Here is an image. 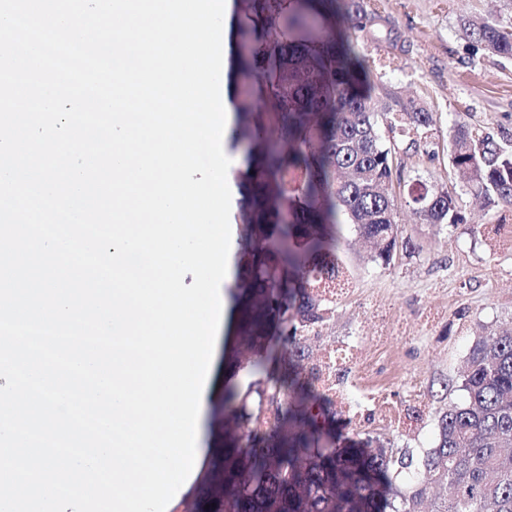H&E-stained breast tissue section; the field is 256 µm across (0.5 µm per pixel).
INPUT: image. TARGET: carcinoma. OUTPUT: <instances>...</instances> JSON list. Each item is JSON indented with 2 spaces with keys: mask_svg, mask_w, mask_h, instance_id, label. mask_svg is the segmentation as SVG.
Returning a JSON list of instances; mask_svg holds the SVG:
<instances>
[{
  "mask_svg": "<svg viewBox=\"0 0 512 512\" xmlns=\"http://www.w3.org/2000/svg\"><path fill=\"white\" fill-rule=\"evenodd\" d=\"M364 0H233L227 91L235 110L224 144L245 147L224 358L220 492L208 512H512V326L479 335L458 388L438 417L420 466L405 448L336 434L332 400L309 377L304 336L334 304L326 289L346 270L345 228L389 264L400 225L394 150L371 106L373 71L344 26L365 28ZM470 35L512 57V34L487 18ZM404 132L435 123L400 105ZM453 168L487 204L512 207V151L457 121ZM414 210L461 223L458 195L415 183ZM409 473L410 487L396 478Z\"/></svg>",
  "mask_w": 512,
  "mask_h": 512,
  "instance_id": "1",
  "label": "carcinoma"
}]
</instances>
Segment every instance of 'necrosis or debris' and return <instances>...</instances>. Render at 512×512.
<instances>
[{
	"label": "necrosis or debris",
	"mask_w": 512,
	"mask_h": 512,
	"mask_svg": "<svg viewBox=\"0 0 512 512\" xmlns=\"http://www.w3.org/2000/svg\"><path fill=\"white\" fill-rule=\"evenodd\" d=\"M316 386L327 394L347 419L381 422L401 435L419 431L431 400L416 377L404 374L390 357L365 358L359 337L322 343L311 360ZM353 370L350 383H340L344 370ZM398 382L403 401H391V382Z\"/></svg>",
	"instance_id": "4bbe7bcc"
}]
</instances>
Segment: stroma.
Listing matches in <instances>:
<instances>
[{"label": "stroma", "instance_id": "35a3bbf8", "mask_svg": "<svg viewBox=\"0 0 512 512\" xmlns=\"http://www.w3.org/2000/svg\"><path fill=\"white\" fill-rule=\"evenodd\" d=\"M370 20L355 32L357 53L377 75L372 101L378 111L392 112L408 100L433 112L436 122L418 134L416 147L408 137L393 141L403 183L395 187L397 217L402 227L390 265L370 259L358 238L344 249L350 295L336 304L323 326V336L338 340L361 335L362 350L372 354L375 330L361 324L360 313L372 299H389L393 315L403 318L406 333L392 338L387 350L402 360L407 372L431 391V408L423 429L402 436L368 428L422 459L433 448L439 414L460 401L457 384L469 349L480 330L512 326V250L490 252L478 234L484 224H511L512 208L484 206L464 186L449 164L448 144L455 118L512 145V57L492 54L467 32L468 22L494 17L512 28V0H367ZM457 192L464 216L454 226L429 224L413 211L408 187L415 182ZM448 317L436 330L417 337L420 312L437 302ZM450 382L442 390V382Z\"/></svg>", "mask_w": 512, "mask_h": 512}]
</instances>
